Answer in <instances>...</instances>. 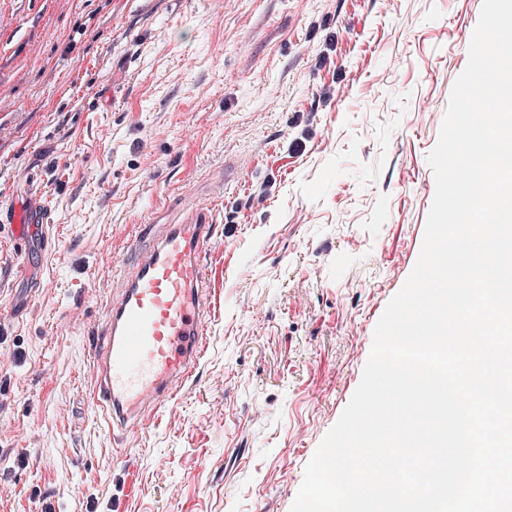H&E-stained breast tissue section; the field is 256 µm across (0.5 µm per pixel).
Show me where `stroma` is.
<instances>
[{"label": "stroma", "mask_w": 512, "mask_h": 512, "mask_svg": "<svg viewBox=\"0 0 512 512\" xmlns=\"http://www.w3.org/2000/svg\"><path fill=\"white\" fill-rule=\"evenodd\" d=\"M482 3L0 0V217L33 220L28 260L0 235V512H291L418 259ZM212 207L204 353L113 441L112 267Z\"/></svg>", "instance_id": "1"}]
</instances>
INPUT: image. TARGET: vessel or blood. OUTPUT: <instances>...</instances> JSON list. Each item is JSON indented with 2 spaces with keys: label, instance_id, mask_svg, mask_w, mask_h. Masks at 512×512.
<instances>
[{
  "label": "vessel or blood",
  "instance_id": "vessel-or-blood-1",
  "mask_svg": "<svg viewBox=\"0 0 512 512\" xmlns=\"http://www.w3.org/2000/svg\"><path fill=\"white\" fill-rule=\"evenodd\" d=\"M8 226L17 256H24L26 215L14 211ZM215 232L207 213L183 224L138 225L112 270L118 290L105 304L93 351L91 404L113 437L156 414L199 363L210 311L202 249Z\"/></svg>",
  "mask_w": 512,
  "mask_h": 512
}]
</instances>
